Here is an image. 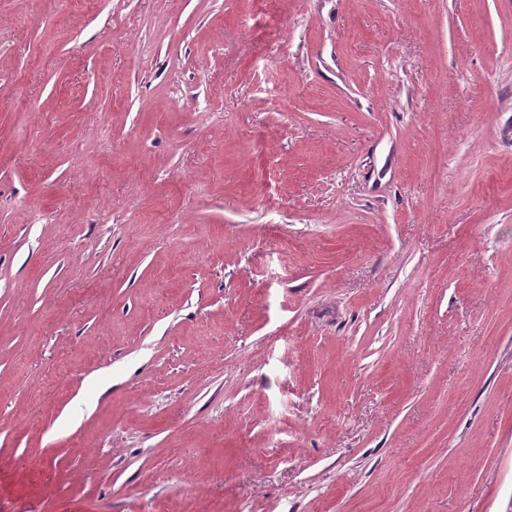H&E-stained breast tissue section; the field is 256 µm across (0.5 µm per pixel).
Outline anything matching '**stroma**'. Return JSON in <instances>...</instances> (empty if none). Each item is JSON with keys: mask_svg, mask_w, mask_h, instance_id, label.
I'll return each instance as SVG.
<instances>
[{"mask_svg": "<svg viewBox=\"0 0 512 512\" xmlns=\"http://www.w3.org/2000/svg\"><path fill=\"white\" fill-rule=\"evenodd\" d=\"M0 512H512V0H0Z\"/></svg>", "mask_w": 512, "mask_h": 512, "instance_id": "stroma-1", "label": "stroma"}]
</instances>
